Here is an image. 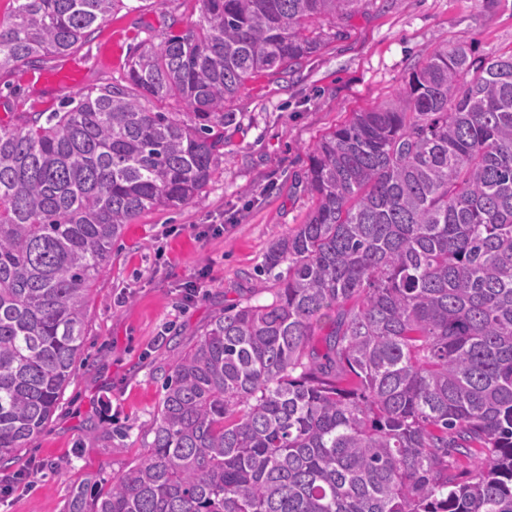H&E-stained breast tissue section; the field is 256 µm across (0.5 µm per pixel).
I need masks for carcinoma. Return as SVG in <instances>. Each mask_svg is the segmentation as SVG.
<instances>
[{
    "label": "carcinoma",
    "mask_w": 512,
    "mask_h": 512,
    "mask_svg": "<svg viewBox=\"0 0 512 512\" xmlns=\"http://www.w3.org/2000/svg\"><path fill=\"white\" fill-rule=\"evenodd\" d=\"M13 2L1 75L137 10ZM199 2L123 82L0 124L3 466L58 407L112 241L201 202L226 102L317 52L314 22L358 0ZM306 174L314 209L258 269L272 300L224 307L178 354L147 454L66 512H512V54L438 50L324 135Z\"/></svg>",
    "instance_id": "1"
}]
</instances>
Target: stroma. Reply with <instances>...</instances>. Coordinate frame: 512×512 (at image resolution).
Returning a JSON list of instances; mask_svg holds the SVG:
<instances>
[{
  "mask_svg": "<svg viewBox=\"0 0 512 512\" xmlns=\"http://www.w3.org/2000/svg\"><path fill=\"white\" fill-rule=\"evenodd\" d=\"M200 17L199 0L114 11L76 52L0 78V123L77 96L45 84L47 72L81 67L87 86L122 80L141 39ZM322 27L320 50L294 72L259 74L227 103L237 119L201 202L144 213L113 241L73 378L43 432L0 469V512H65L72 491L111 486L141 459L175 354L225 305L269 300L251 276L315 206L309 149L353 113L394 101L442 48L464 41L482 54L511 51L512 0H358Z\"/></svg>",
  "mask_w": 512,
  "mask_h": 512,
  "instance_id": "35a3bbf8",
  "label": "stroma"
}]
</instances>
